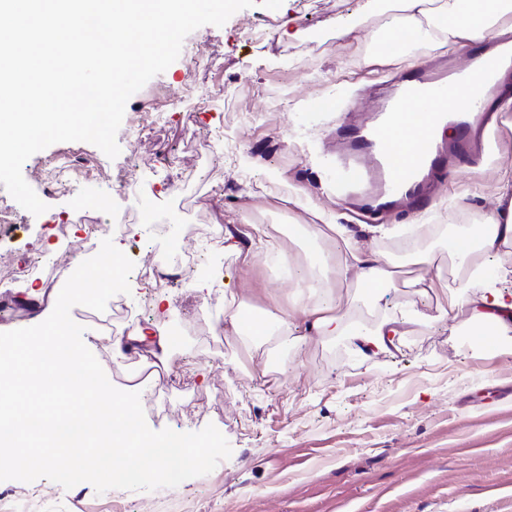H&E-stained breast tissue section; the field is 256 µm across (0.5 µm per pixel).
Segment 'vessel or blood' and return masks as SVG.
Listing matches in <instances>:
<instances>
[{"mask_svg": "<svg viewBox=\"0 0 512 512\" xmlns=\"http://www.w3.org/2000/svg\"><path fill=\"white\" fill-rule=\"evenodd\" d=\"M504 60L496 54L481 63L482 80L472 83L468 76L445 81L443 75L418 68L407 75L397 96L390 98L381 119L359 128L349 138L351 152L363 153L372 160L371 167L345 164L346 177L361 186L369 202L382 206L390 201H419L426 193L429 178L446 175L444 160L448 152L462 155L478 153L481 145L472 134L469 121L449 124L444 110L433 112V130L417 139L412 154H405L402 145L391 134L396 126L406 123L411 116L410 105L415 101H435L444 96H469L475 109H482L489 87L494 83ZM451 126L449 136L439 134V127Z\"/></svg>", "mask_w": 512, "mask_h": 512, "instance_id": "vessel-or-blood-1", "label": "vessel or blood"}]
</instances>
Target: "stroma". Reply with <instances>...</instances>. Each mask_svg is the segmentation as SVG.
I'll use <instances>...</instances> for the list:
<instances>
[{
	"instance_id": "35a3bbf8",
	"label": "stroma",
	"mask_w": 512,
	"mask_h": 512,
	"mask_svg": "<svg viewBox=\"0 0 512 512\" xmlns=\"http://www.w3.org/2000/svg\"><path fill=\"white\" fill-rule=\"evenodd\" d=\"M366 16L371 24L357 37L337 36ZM399 16L381 0H283L276 10H240L223 26L190 33L178 59L131 96L116 158L88 142H62L24 163L33 187L44 167L70 153L97 165L103 176L86 182L82 197L108 201L97 216L120 225L112 239L135 265L175 243L190 248L195 263L184 280L155 284L133 273L131 294L113 296L101 313L74 306L71 317L85 327L116 388L129 390L150 366L189 378L186 386L145 385L141 404L151 429L185 433L212 424L232 453L209 474L153 491L99 494L88 483L66 490L45 478L0 481V512L13 505L19 512H512V402L497 399L512 390V332L491 349L475 340L468 302L481 285L459 289L451 319L436 299L400 279L375 307L344 297L349 314L367 326L410 312L397 348L384 353L359 354L342 337L304 352L271 336L248 350L224 333L225 296L238 294L248 311L263 315L287 306L295 289L263 254L243 264L253 225L276 226L299 271L305 249L289 240L286 225L324 218L401 263L423 220L433 232L420 245L442 253L449 277V238L468 234L495 208L497 174L512 167V111L496 112L487 163L450 157L447 181L415 210L363 213L356 208L360 189L329 193L346 158L340 128L368 119L412 68L442 60L463 68L485 48L480 42L450 52L422 43L410 48V62L380 59L373 33ZM193 55L205 65L192 91L169 104ZM159 108V130L131 154L143 113ZM167 151L185 155L187 166L172 172L156 164L155 154ZM127 180L132 189L124 188ZM294 196L301 205L291 204ZM40 198L47 209L35 216L0 185L15 258H40L53 282L36 298L29 287L12 289V302L0 304V332L41 323L69 273L101 246L77 224L54 240L50 224L73 213V201L61 193ZM216 222L224 225L220 249L209 234ZM372 224L395 233L372 236ZM105 313L113 327L139 328L147 337L160 329L176 341L162 358L146 341L113 358L100 324Z\"/></svg>"
}]
</instances>
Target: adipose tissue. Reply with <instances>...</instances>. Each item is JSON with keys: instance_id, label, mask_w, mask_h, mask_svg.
Returning a JSON list of instances; mask_svg holds the SVG:
<instances>
[{"instance_id": "ef3b65f1", "label": "adipose tissue", "mask_w": 512, "mask_h": 512, "mask_svg": "<svg viewBox=\"0 0 512 512\" xmlns=\"http://www.w3.org/2000/svg\"><path fill=\"white\" fill-rule=\"evenodd\" d=\"M400 7L405 15L385 43L382 55L386 58H402L404 47L416 41L453 50L489 34L512 33V10L500 7L499 0H472L467 10L461 0H401ZM496 197V209L482 215L475 233L454 239L448 250L457 260L460 285L482 276L483 292L473 303L472 318L481 333L497 337L512 331V299L502 288V273L493 270L489 258L512 246V168L500 172ZM329 231L344 238L345 250L336 260L318 259L319 276L310 285L313 301L294 304L253 324L245 320L243 303H230L224 316L225 334L247 347L274 334L299 348L328 336L348 337L362 352L385 351L394 345L402 334L403 317L386 316L374 328H366L348 316L336 294L353 291L377 302L380 292L397 279L398 264L385 254L365 251L347 239L338 224H293L288 235L313 249Z\"/></svg>"}]
</instances>
